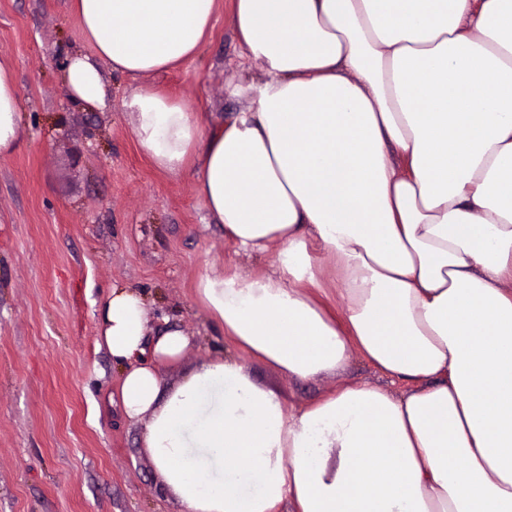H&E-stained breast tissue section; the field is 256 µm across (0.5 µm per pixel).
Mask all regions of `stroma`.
Returning <instances> with one entry per match:
<instances>
[{
  "label": "stroma",
  "mask_w": 512,
  "mask_h": 512,
  "mask_svg": "<svg viewBox=\"0 0 512 512\" xmlns=\"http://www.w3.org/2000/svg\"><path fill=\"white\" fill-rule=\"evenodd\" d=\"M81 46L69 0H0V54L12 63L26 131L0 156V512H178L141 426L107 403L122 369L97 345L100 304L115 286L143 291L151 324L167 317L196 337L190 368L234 350L197 302V277L264 261L236 255L193 180L140 151L123 106L129 77L110 78L109 109L72 107L64 57ZM259 76L240 66L232 0H217L197 55L150 83L217 122L244 109ZM248 366L296 407L337 384Z\"/></svg>",
  "instance_id": "obj_1"
}]
</instances>
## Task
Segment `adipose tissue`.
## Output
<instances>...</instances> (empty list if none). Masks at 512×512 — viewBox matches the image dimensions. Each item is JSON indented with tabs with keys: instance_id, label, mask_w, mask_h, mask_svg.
I'll return each instance as SVG.
<instances>
[{
	"instance_id": "1",
	"label": "adipose tissue",
	"mask_w": 512,
	"mask_h": 512,
	"mask_svg": "<svg viewBox=\"0 0 512 512\" xmlns=\"http://www.w3.org/2000/svg\"><path fill=\"white\" fill-rule=\"evenodd\" d=\"M216 5L72 0L69 100L106 109V73L133 78L139 149L269 258L197 278L236 352L174 383L191 336L147 342L138 289L100 305L160 485L179 512H512V0H232L263 77L218 125L144 82L197 53ZM24 135L1 55L0 155ZM356 354L404 391L351 381L295 409L246 365L312 382Z\"/></svg>"
}]
</instances>
